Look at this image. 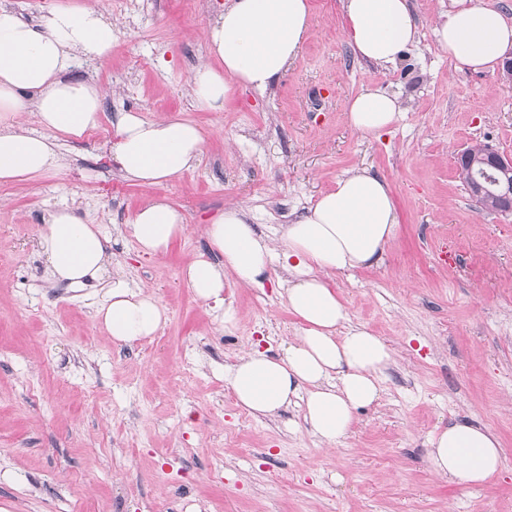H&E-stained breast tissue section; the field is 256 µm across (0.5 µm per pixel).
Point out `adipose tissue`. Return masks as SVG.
<instances>
[{
	"mask_svg": "<svg viewBox=\"0 0 512 512\" xmlns=\"http://www.w3.org/2000/svg\"><path fill=\"white\" fill-rule=\"evenodd\" d=\"M341 4V33L358 59L392 66L419 40L408 0ZM313 14V0H226L204 33L210 60L190 79L199 107L220 112L234 89L271 86L299 54ZM435 33L449 60L475 70H495L512 47V23L478 0H455ZM115 38L111 21L94 7L55 8L30 24L0 6L1 182L59 167L48 131L78 138L100 125L99 89L68 72L76 56L105 57ZM29 109L40 132H22L13 123L16 113ZM403 116L398 96L377 86L363 87L348 104L349 125L363 135L390 132ZM204 144L201 129L191 122L127 112L117 125L112 154L125 179L157 187L192 171ZM42 220L39 248L52 282L74 292L105 285L95 317L114 342L130 344L159 332L168 320L161 302L122 276H108L109 238L102 225L85 223L63 203L46 210ZM398 227L389 183L363 169L338 178L306 214L282 225L275 242L254 231L241 206L206 220L216 257L198 258L182 271L195 297L218 312L220 324L232 327L237 312L224 296L226 280L260 288L278 267L288 274L287 308L300 326L281 355L254 350L225 366L224 383L242 408L275 416L298 403L320 443L348 436L357 411L380 398L392 350L365 326L349 325L330 277L376 265ZM125 230L138 252L158 256L186 235L187 225L167 197L157 196L133 214ZM428 464L449 482L479 486L501 471L503 450L488 428L458 420L430 437Z\"/></svg>",
	"mask_w": 512,
	"mask_h": 512,
	"instance_id": "ef3b65f1",
	"label": "adipose tissue"
}]
</instances>
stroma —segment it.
<instances>
[{
  "instance_id": "1",
  "label": "stroma",
  "mask_w": 512,
  "mask_h": 512,
  "mask_svg": "<svg viewBox=\"0 0 512 512\" xmlns=\"http://www.w3.org/2000/svg\"><path fill=\"white\" fill-rule=\"evenodd\" d=\"M6 2L29 22L93 4L118 38L107 57H79L69 71L99 88L100 127L49 133L66 166L0 183V512H512V213L481 210L456 173L474 143L512 154V83L457 69L439 49L435 25L452 0H409L419 42L388 69L342 40L339 0H314L288 71L266 92L234 90L221 112L199 108L187 79L224 0ZM371 81L404 104L378 138L346 119ZM126 112L188 120L206 139L199 167L161 188L189 227L161 256L138 254L124 232L152 194L124 180L108 151ZM360 167L389 180L399 229L382 262L335 286L351 323L385 339L395 362L381 399L326 450L300 406L255 416L224 385L236 356L278 352L297 333L276 283L226 282L238 312L226 329L181 271L211 252L205 218L243 204L275 240ZM60 202L104 225L114 267L164 305L157 335L114 343L95 297L48 278L41 216ZM460 418L501 442L503 469L484 485L429 470L430 434Z\"/></svg>"
}]
</instances>
